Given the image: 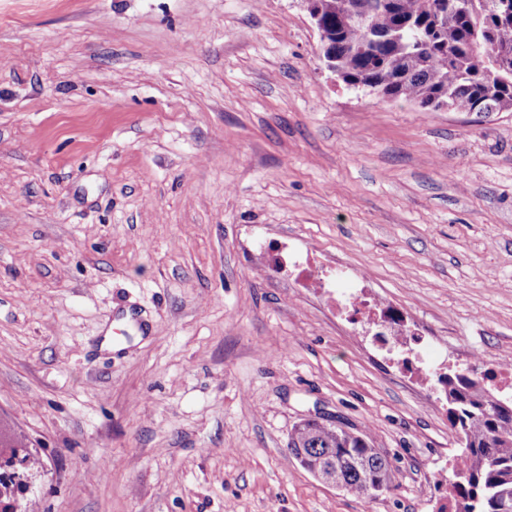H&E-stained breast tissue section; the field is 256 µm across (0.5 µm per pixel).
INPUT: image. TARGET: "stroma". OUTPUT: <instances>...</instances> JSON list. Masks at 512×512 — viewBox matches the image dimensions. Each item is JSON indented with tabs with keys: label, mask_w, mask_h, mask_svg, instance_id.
Wrapping results in <instances>:
<instances>
[{
	"label": "stroma",
	"mask_w": 512,
	"mask_h": 512,
	"mask_svg": "<svg viewBox=\"0 0 512 512\" xmlns=\"http://www.w3.org/2000/svg\"><path fill=\"white\" fill-rule=\"evenodd\" d=\"M309 269L288 264L289 251ZM368 279L364 328L317 272ZM415 335L376 341L386 313ZM512 360V111L424 110L321 59L300 0H0V425L24 512H439L422 368ZM313 414L367 499L287 452ZM288 454L322 482L364 498H375L390 487L391 464L373 448L366 430L340 421L303 419L289 435ZM19 446L9 437L3 436L0 432V461L3 457L9 456L7 461L12 460L17 456L19 451ZM22 460L26 465V468L29 470L34 469L38 462L36 459L30 457V454H22ZM25 465L20 461V458H15L11 463V468L13 469L14 478L20 484L27 483L30 479L29 473L24 469Z\"/></svg>",
	"instance_id": "1"
}]
</instances>
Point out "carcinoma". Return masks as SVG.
Returning a JSON list of instances; mask_svg holds the SVG:
<instances>
[{"label":"carcinoma","mask_w":512,"mask_h":512,"mask_svg":"<svg viewBox=\"0 0 512 512\" xmlns=\"http://www.w3.org/2000/svg\"><path fill=\"white\" fill-rule=\"evenodd\" d=\"M321 22L337 74L352 86L424 109L512 110V12L498 0H321ZM437 379L461 434L450 512H512V394L472 371ZM288 454L322 482L364 498L390 487L391 464L369 433L338 421L303 419ZM17 484L0 475V512Z\"/></svg>","instance_id":"carcinoma-1"}]
</instances>
